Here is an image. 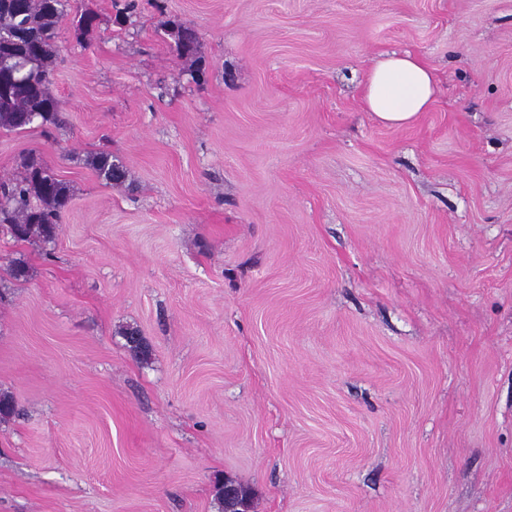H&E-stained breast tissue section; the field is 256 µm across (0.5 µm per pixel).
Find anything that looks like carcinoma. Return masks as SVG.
I'll return each mask as SVG.
<instances>
[{
  "instance_id": "obj_1",
  "label": "carcinoma",
  "mask_w": 512,
  "mask_h": 512,
  "mask_svg": "<svg viewBox=\"0 0 512 512\" xmlns=\"http://www.w3.org/2000/svg\"><path fill=\"white\" fill-rule=\"evenodd\" d=\"M69 0H0V77L10 72L5 92H0V129L25 131L35 121L44 128H62L66 118L50 90L54 75L47 60L57 50L61 21ZM74 29L87 33L98 27L99 16L91 9L75 13ZM175 49L182 56L197 54L195 31L179 24L171 32ZM91 163L108 185L125 180L123 166L109 154H99ZM23 175L0 183V227L19 242L56 236L71 195L66 182L45 164L41 154L28 153L21 162Z\"/></svg>"
}]
</instances>
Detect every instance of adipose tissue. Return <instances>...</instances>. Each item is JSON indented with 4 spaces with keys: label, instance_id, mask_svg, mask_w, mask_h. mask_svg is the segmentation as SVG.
I'll return each mask as SVG.
<instances>
[{
    "label": "adipose tissue",
    "instance_id": "obj_1",
    "mask_svg": "<svg viewBox=\"0 0 512 512\" xmlns=\"http://www.w3.org/2000/svg\"><path fill=\"white\" fill-rule=\"evenodd\" d=\"M437 92L434 69L410 52L381 54L370 66L362 87V104L389 127L413 124L428 111Z\"/></svg>",
    "mask_w": 512,
    "mask_h": 512
}]
</instances>
